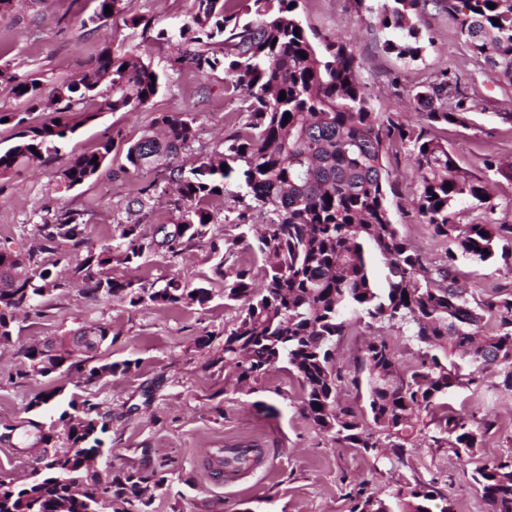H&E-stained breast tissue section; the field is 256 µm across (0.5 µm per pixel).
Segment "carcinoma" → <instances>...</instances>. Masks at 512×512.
Instances as JSON below:
<instances>
[{
  "label": "carcinoma",
  "instance_id": "cac0c4a2",
  "mask_svg": "<svg viewBox=\"0 0 512 512\" xmlns=\"http://www.w3.org/2000/svg\"><path fill=\"white\" fill-rule=\"evenodd\" d=\"M298 0H192L186 19L175 30L160 29L158 43L178 41L174 66L206 74L224 73V91L240 98L239 127L224 137L223 148L192 167L180 164V154L195 140L192 122L178 112H165L140 137L125 143L124 171L163 169L176 186L175 220L158 224L152 235L139 224L120 225L115 243L89 250L71 268L85 294L125 301L136 307L199 306L211 300V290L189 288L171 279L160 288L110 276L112 264L130 265L156 249L176 256L204 240L211 215L208 201L226 192L229 182L249 199L247 209L269 216L256 237L242 232L210 250L220 255L213 273L224 281V300L240 302L245 310L224 329L222 343L209 364L231 369L233 386L256 380L277 363H285L304 390L303 413L331 438L362 448L390 464H405L414 423L434 426L429 439L459 460L471 458L493 427L475 412L448 410L445 399L465 386L481 393L482 374L496 367L499 393L512 396V290L501 288L476 299L457 278V262L468 257L495 264L512 275V224L492 219L496 203L486 182L461 168L448 142L432 134L440 126H465L475 104L461 89L456 73L446 70L417 87H402L421 109L422 121L410 123L401 112H374L371 93L360 76L353 47L323 39L315 42L296 12ZM495 7L490 8L488 4ZM112 14L128 16L136 29L145 19L134 12L132 0H97L88 18L93 23ZM445 12L457 24L471 55L496 69L512 84V0H371L368 11L391 33L386 50L416 58L421 51L415 21L428 9ZM500 24H493V20ZM127 69H122V66ZM151 64L141 56L106 49L82 78L55 83L44 96L36 79L9 68L0 69V83L26 105L25 113L0 112L4 121L23 127L18 141L0 151V173L34 164L43 154L59 152L68 135L82 123L78 106L108 80L102 106L111 112H137L158 93ZM286 93L279 100L280 92ZM47 112L37 123L28 116ZM290 117H285V114ZM120 135L107 136L96 151L70 159L61 177L80 185L101 169ZM406 150L418 186L412 210L419 223L444 246L435 262L401 237L392 222L388 196L397 195L387 165L390 147ZM227 171H222V166ZM486 171L512 180V162L484 158ZM268 170H263V167ZM451 187H446V184ZM331 201H326V197ZM469 202L483 220L462 224L457 206ZM88 224L76 210L47 211L32 249L60 260L88 243ZM246 251L267 258L260 287L253 268L224 267L235 253ZM385 269V287L376 286L373 258ZM70 286L49 268L28 269L24 254L0 248V346L12 342L15 313L38 306L40 299ZM356 313L367 325H400L417 345V362L401 369L385 341L361 350L351 384L365 392V403L340 400L342 378L333 351L348 333L347 315ZM112 329L97 325L72 335L56 336V367L76 355L97 353L112 343ZM466 361L454 362V355ZM137 362L92 367L85 382L125 374ZM53 374L41 346L21 351L15 377L25 380ZM112 411L103 404L72 399L58 419L44 426L21 422L10 429L24 448H43L40 468L25 483L0 480V512H150V490L169 486L167 476L137 470L90 472L91 463L108 452L104 435ZM488 512H512V440L500 455L487 459L472 474ZM105 484L109 498H95ZM348 512H453L436 479L415 475L396 481L379 493L360 482L346 494ZM441 500L437 511L430 503Z\"/></svg>",
  "mask_w": 512,
  "mask_h": 512
}]
</instances>
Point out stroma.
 Here are the masks:
<instances>
[{"label": "stroma", "instance_id": "stroma-1", "mask_svg": "<svg viewBox=\"0 0 512 512\" xmlns=\"http://www.w3.org/2000/svg\"><path fill=\"white\" fill-rule=\"evenodd\" d=\"M190 4L191 0H134L135 12L150 22L146 30L126 27L118 15L86 25L95 0H20L12 12L0 16V66L34 75L45 86L75 78L106 47L140 55L164 75L161 89L145 108L102 112L97 102H87V121L58 155L0 176V245L30 253L31 268L53 261L51 254L30 249L47 210L67 207L83 213L96 248L112 244L120 225L140 221L149 231L173 218L163 198L142 213L131 205L147 184L166 188L162 170L125 172L124 152L117 149L96 176L68 190L59 187L58 180L72 156L95 151L105 136L116 132L135 139L164 112L184 113L193 122L197 135L192 155L221 148L240 106L239 99L225 94L223 73L203 76L171 68L176 44L153 41L157 29L172 28L184 19ZM297 11L307 32L355 49L373 111L414 115L418 107L403 96V85L432 80L446 69L455 71L465 93L479 105L468 127L451 125L441 133L456 161L478 174L484 155L512 159V85L471 57L445 13L431 10L418 21L424 50L410 60L385 51L387 30L355 0H299ZM393 153L389 166L396 175L397 194L388 201L392 220L401 236L428 257H437L441 248L426 226L401 212L416 196L417 184L404 150L397 147ZM217 261L202 241L178 257L161 251L140 266L116 265L110 271L111 276L158 287L176 278L192 288H209L213 299L201 309L94 301L74 288L54 293L41 307L17 315L12 342L0 350V427L24 418L50 423L73 397L106 403L112 410L105 438L111 449L110 469L156 470L172 479L168 489L156 492L153 512H244L265 498L272 500L274 512H347L346 494L354 482L363 480L379 490L413 468L422 479H436L451 498L454 512H486L471 474L482 460L500 454L512 438V398L495 394L494 374L486 375L483 394L462 388L448 397L450 408L472 409L494 422L472 458L457 460L448 449L430 447L428 439L417 434L408 444L406 465L384 467L364 449L336 443L305 417L303 388L287 365H276L239 389L226 385L223 365H209L218 335L241 312L240 306L224 303V283L213 274ZM458 278L483 298L501 288L512 289V276L464 258L458 263ZM98 323L110 325L115 338L97 360H132L136 369L89 385L84 375L93 362L79 360L37 383L10 379L22 349ZM375 337L386 340L402 366L413 362L416 347L406 330L355 320L334 351L344 376L354 374L363 345ZM54 387L62 390L55 405L30 408L37 389ZM258 401L275 406L276 414L259 413L254 407ZM222 448H259L265 457L252 475L229 482L206 466L207 457Z\"/></svg>", "mask_w": 512, "mask_h": 512}]
</instances>
